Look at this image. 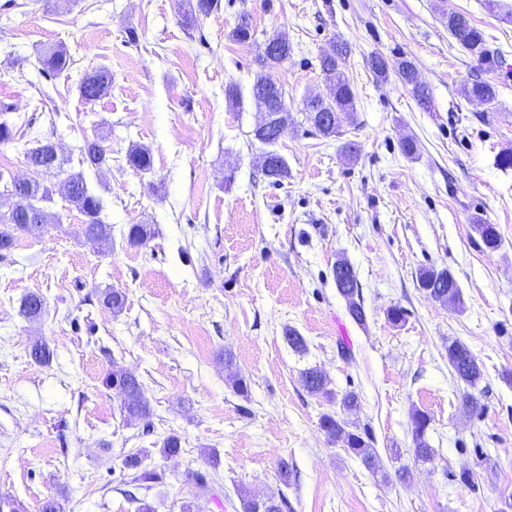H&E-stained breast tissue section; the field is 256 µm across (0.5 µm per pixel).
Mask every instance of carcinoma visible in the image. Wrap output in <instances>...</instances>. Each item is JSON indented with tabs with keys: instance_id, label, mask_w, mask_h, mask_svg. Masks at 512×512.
<instances>
[{
	"instance_id": "cac0c4a2",
	"label": "carcinoma",
	"mask_w": 512,
	"mask_h": 512,
	"mask_svg": "<svg viewBox=\"0 0 512 512\" xmlns=\"http://www.w3.org/2000/svg\"><path fill=\"white\" fill-rule=\"evenodd\" d=\"M219 8V0H183L182 24L187 29L194 28L201 16H207ZM442 19L448 27V32L459 45L486 71H493L498 66V56L489 48L484 33L474 26L469 18L456 11L442 12ZM292 50L287 34L276 35V39L264 44L259 55L260 70L255 74L251 94L256 105L265 112L266 123L254 130L257 140L265 144L276 142V131L288 122V106L284 97L277 99L267 94V86L274 82L270 70L288 59ZM348 46L343 42H333L330 48L321 54L319 66L327 82L328 94L321 98H311L303 102L302 113L305 120L314 130L325 138L341 134V123L344 119H352L355 112V93L349 77L343 70L348 56ZM42 71L49 76H58L69 69L70 63L61 49H51L41 59ZM370 71L376 79L385 81L389 77V64L385 57L374 54L368 61ZM395 76L411 92L417 103L424 109L431 107V96L427 86L419 79L418 72L411 60L402 57L397 61ZM112 83V75L106 69H98L84 76L79 92L86 101H95L108 91ZM465 95L472 99L490 103L496 98V87L485 80H475L464 88ZM82 166L99 168L107 161L106 150L102 146V138L96 137L84 141L79 147ZM29 165L47 174H59L64 171L65 159L61 157L56 146L49 140L38 143L26 152ZM127 163L137 171L149 170L153 165L150 151L141 146L133 145L126 155ZM261 173L280 182L288 177V164L285 159L274 151H268L260 157ZM62 184L66 185L65 199L70 206L84 216L80 224L81 236L97 249H107L112 245V225L105 224L99 219L102 203L100 198L90 192L81 170L67 173ZM52 187L34 182L31 190L20 193L12 183H3L0 198L9 196L19 197L26 203L19 204L6 211L0 210V252H9L15 246L20 233H33L46 224L59 221V216L47 211L37 202H49L52 199ZM475 229L480 234L486 249L494 251L500 244L496 230L489 224H477ZM154 231L148 224H132L129 226L126 238L132 247L147 245ZM336 288L348 303L349 314L359 324L365 321V311L356 296L359 295L357 274L350 263L341 260L333 268ZM417 287L426 296L443 304L461 303L458 284L453 275L446 269L433 266L419 269L416 278ZM44 299L36 294L25 295L20 303V314L33 320L42 315ZM103 303L119 313L125 306V295L117 289L104 293ZM34 362L48 365L54 358V351L43 340L35 341L30 349ZM448 364L454 375L464 383L475 386L482 378V369L471 350L462 342L454 341L448 345ZM302 386L311 394H329L327 380L317 369L309 368L301 373ZM103 384L112 390L119 402V410L123 419L128 423L138 422L150 424L152 409L145 395L143 384L139 379L123 368L112 365L103 378ZM412 445L414 454L422 459L432 456L433 449L429 448L426 433L430 425L427 414L415 410L412 413ZM321 429L327 438L339 444L348 454L358 458L368 469L375 466V455L371 439L365 433H360L349 427V424L334 414L321 417ZM143 459L139 455H131L125 461V468L131 471L127 484L149 489L162 483V473L142 466ZM184 481L196 489L198 494L211 493L208 474L193 468L184 472ZM241 512H283V500L272 497L258 503V498L240 495Z\"/></svg>"
}]
</instances>
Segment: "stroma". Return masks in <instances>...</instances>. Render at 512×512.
I'll return each instance as SVG.
<instances>
[{"mask_svg": "<svg viewBox=\"0 0 512 512\" xmlns=\"http://www.w3.org/2000/svg\"><path fill=\"white\" fill-rule=\"evenodd\" d=\"M442 4L468 15L512 65V20L487 0H220L190 32L180 0H0V107L26 126L0 145V173L55 183L27 163L37 138L56 143L72 170L84 140L102 137L112 151L83 170L112 226L111 252L84 243L81 215L57 193L48 209L59 223L0 256V495L24 512L49 495L66 512H135L123 462L141 452L165 473L145 493L156 512L187 502L240 512L243 491L283 496L287 512H512V170L497 164L512 150V72L483 73L449 34ZM243 14L255 31L246 43L230 36ZM280 32L292 51L274 78L290 118L274 145L288 177L275 184L257 167L266 147L253 137L262 115L249 90L264 42ZM335 39L350 47L356 114L327 139L301 109L327 93L319 56ZM51 47L70 60L52 79L37 62ZM374 54L408 57L431 108L396 76L377 81ZM99 68L112 86L89 103L78 84ZM483 77L497 87L494 103L462 92ZM231 82L244 94L236 109L224 96ZM408 138L418 144L411 158L400 147ZM348 140L357 162L342 153ZM134 143L149 148L150 170L128 165ZM477 222L495 227L497 250L485 249ZM132 224L154 228L147 246L128 245ZM341 259L357 273L365 324L337 291ZM431 265L454 276L461 306L419 290L417 272ZM109 288L126 295L121 313L100 301ZM31 292L47 303L37 321L19 313ZM394 305L405 312L396 325ZM291 329L306 353L290 348ZM38 338L55 352L51 365L29 356ZM455 340L482 367L477 386L448 365ZM115 364L143 383L150 428L123 422L103 386ZM310 367L337 398L358 394L359 408L343 415L370 434L375 470L321 430L340 405L303 389ZM237 375L247 394L235 390ZM468 393L480 411L466 409ZM416 409L431 419L429 460L413 453ZM171 434L182 451L165 459L158 449ZM210 451L221 487L199 495L182 472L207 469Z\"/></svg>", "mask_w": 512, "mask_h": 512, "instance_id": "obj_1", "label": "stroma"}]
</instances>
